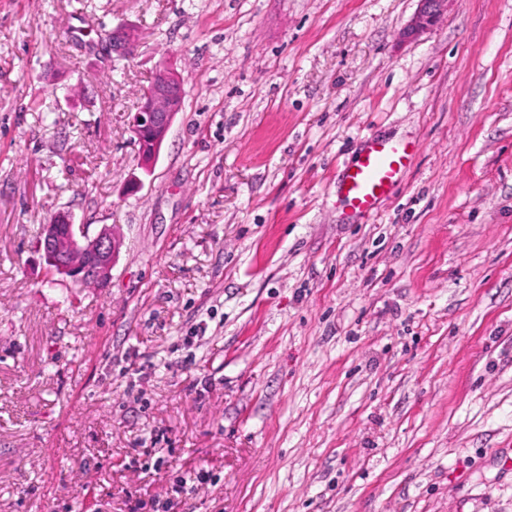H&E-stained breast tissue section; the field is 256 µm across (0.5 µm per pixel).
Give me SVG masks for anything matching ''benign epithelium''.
<instances>
[{"mask_svg":"<svg viewBox=\"0 0 512 512\" xmlns=\"http://www.w3.org/2000/svg\"><path fill=\"white\" fill-rule=\"evenodd\" d=\"M417 15L403 32L406 38L419 35L439 19L447 0H419ZM102 49L112 58L127 57L134 51L131 30H112V38L102 40ZM184 92L175 73L166 66L159 68L149 91L140 98L137 111L130 115L134 137L141 141V165L152 167L170 130L174 117L182 109ZM51 275L68 278L81 285L90 280L105 285L111 277L112 264L120 242L115 231L103 226L89 233L85 224H76L66 214L57 215L43 225L36 242Z\"/></svg>","mask_w":512,"mask_h":512,"instance_id":"1","label":"benign epithelium"}]
</instances>
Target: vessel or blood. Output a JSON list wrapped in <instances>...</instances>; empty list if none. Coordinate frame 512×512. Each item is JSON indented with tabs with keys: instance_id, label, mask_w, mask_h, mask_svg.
<instances>
[{
	"instance_id": "b4317fda",
	"label": "vessel or blood",
	"mask_w": 512,
	"mask_h": 512,
	"mask_svg": "<svg viewBox=\"0 0 512 512\" xmlns=\"http://www.w3.org/2000/svg\"><path fill=\"white\" fill-rule=\"evenodd\" d=\"M410 157L407 143L368 139L356 161L341 171L337 192L353 213H370L400 180Z\"/></svg>"
}]
</instances>
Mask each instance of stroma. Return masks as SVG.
I'll return each instance as SVG.
<instances>
[{
  "label": "stroma",
  "instance_id": "obj_1",
  "mask_svg": "<svg viewBox=\"0 0 512 512\" xmlns=\"http://www.w3.org/2000/svg\"><path fill=\"white\" fill-rule=\"evenodd\" d=\"M417 9L0 0V512H512V0ZM370 137L414 157L359 216ZM62 212L105 286L47 274ZM420 7L417 15L403 32L406 38L419 35L439 19L447 0H419ZM106 36H112V38L101 40V43H104L102 49L112 59L127 57L133 53L135 44L131 30L125 28L112 29V34ZM184 92L175 73L166 66L155 72L149 91L140 98L137 111L130 114L134 137L141 141V165L151 168L170 130L174 117L182 109ZM46 268L52 276L68 278L79 288L104 286L111 277L112 264L120 242L115 231L103 225L95 234L86 224H74L69 215L59 214L50 224H44L36 242Z\"/></svg>",
  "mask_w": 512,
  "mask_h": 512
}]
</instances>
